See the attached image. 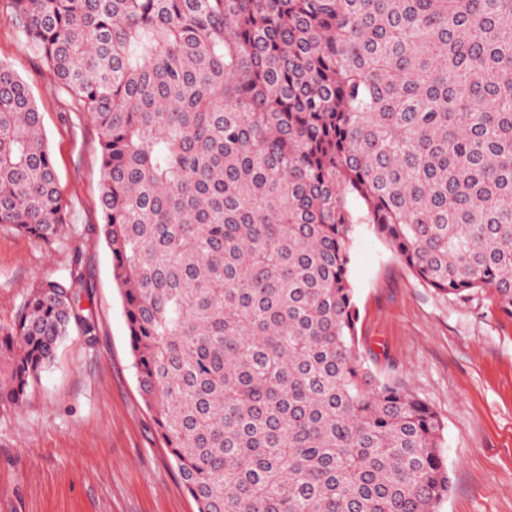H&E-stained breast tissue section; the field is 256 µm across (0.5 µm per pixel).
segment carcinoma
Wrapping results in <instances>:
<instances>
[{
  "instance_id": "cac0c4a2",
  "label": "carcinoma",
  "mask_w": 512,
  "mask_h": 512,
  "mask_svg": "<svg viewBox=\"0 0 512 512\" xmlns=\"http://www.w3.org/2000/svg\"><path fill=\"white\" fill-rule=\"evenodd\" d=\"M96 128L100 234L140 395L197 512H437L444 424L360 351L367 224L512 318V0H0ZM66 205L0 61V224ZM74 263L0 325V405L77 328Z\"/></svg>"
}]
</instances>
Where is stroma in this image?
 I'll return each mask as SVG.
<instances>
[{"mask_svg":"<svg viewBox=\"0 0 512 512\" xmlns=\"http://www.w3.org/2000/svg\"><path fill=\"white\" fill-rule=\"evenodd\" d=\"M0 61L31 86L70 222L44 243L0 224V324L27 292L80 264L94 343L78 330L17 407H0V512H196L137 387L112 258L99 232L96 129L70 112L39 58L0 18ZM349 277L361 351L444 424L451 489L437 512H512V318L490 289L441 294L382 239L357 234Z\"/></svg>","mask_w":512,"mask_h":512,"instance_id":"obj_1","label":"stroma"}]
</instances>
